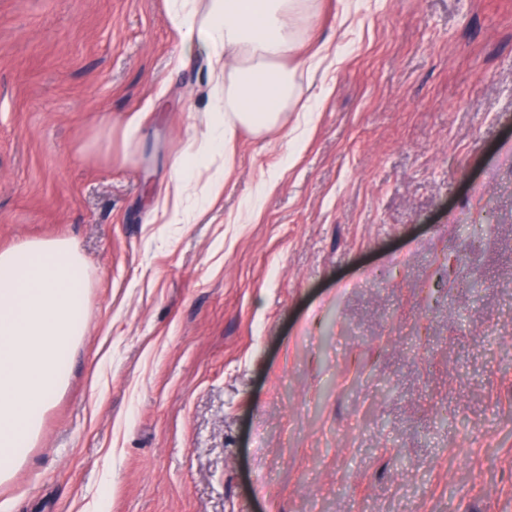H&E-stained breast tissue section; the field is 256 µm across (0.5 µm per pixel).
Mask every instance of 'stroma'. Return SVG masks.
Masks as SVG:
<instances>
[{"mask_svg": "<svg viewBox=\"0 0 512 512\" xmlns=\"http://www.w3.org/2000/svg\"><path fill=\"white\" fill-rule=\"evenodd\" d=\"M306 37L305 144L241 130L179 229L207 63L165 0H0V249L73 239L90 281L0 512H512V0H322Z\"/></svg>", "mask_w": 512, "mask_h": 512, "instance_id": "1", "label": "stroma"}]
</instances>
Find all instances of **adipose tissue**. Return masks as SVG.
I'll return each instance as SVG.
<instances>
[{
  "instance_id": "obj_1",
  "label": "adipose tissue",
  "mask_w": 512,
  "mask_h": 512,
  "mask_svg": "<svg viewBox=\"0 0 512 512\" xmlns=\"http://www.w3.org/2000/svg\"><path fill=\"white\" fill-rule=\"evenodd\" d=\"M321 0H167L172 28L198 45L208 63L210 108L203 132L170 163L168 188L178 200L205 192L216 199L224 176L211 173L218 155L231 156L240 129L262 135L286 113L306 123L303 79L330 57L328 43L306 46L305 26Z\"/></svg>"
}]
</instances>
